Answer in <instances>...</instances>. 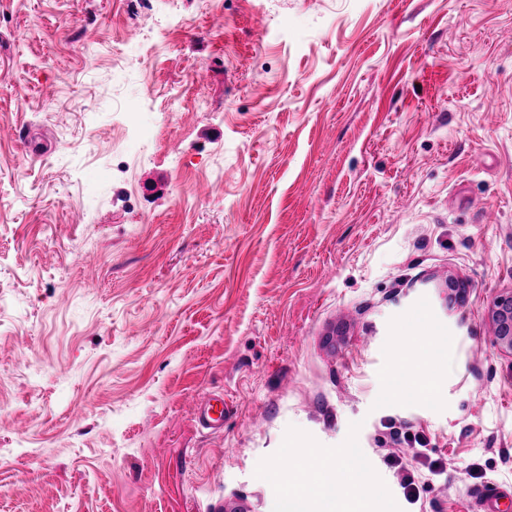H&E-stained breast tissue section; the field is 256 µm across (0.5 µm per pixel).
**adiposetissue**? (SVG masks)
I'll list each match as a JSON object with an SVG mask.
<instances>
[{
	"instance_id": "1",
	"label": "adipose tissue",
	"mask_w": 512,
	"mask_h": 512,
	"mask_svg": "<svg viewBox=\"0 0 512 512\" xmlns=\"http://www.w3.org/2000/svg\"><path fill=\"white\" fill-rule=\"evenodd\" d=\"M320 480H311L306 471L293 468L278 474L279 494L271 512H364L363 501L372 491L370 480L351 481L344 495H336V466L332 459L320 460Z\"/></svg>"
}]
</instances>
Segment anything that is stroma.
<instances>
[{
    "instance_id": "1",
    "label": "stroma",
    "mask_w": 512,
    "mask_h": 512,
    "mask_svg": "<svg viewBox=\"0 0 512 512\" xmlns=\"http://www.w3.org/2000/svg\"><path fill=\"white\" fill-rule=\"evenodd\" d=\"M510 289L512 0H0V512H270L299 447L468 512ZM495 343L512 355V290L500 294L489 311ZM440 380L430 373L424 363H420L410 380V390L417 395L429 394L439 390ZM195 420L206 429H217L224 422V397L211 396L197 405ZM393 464L398 467L399 470L405 472L401 479V485L404 489V494L411 501L416 503L421 499V493L424 491V485H420L415 481L414 475L407 472L406 462L403 461L399 456H392Z\"/></svg>"
}]
</instances>
